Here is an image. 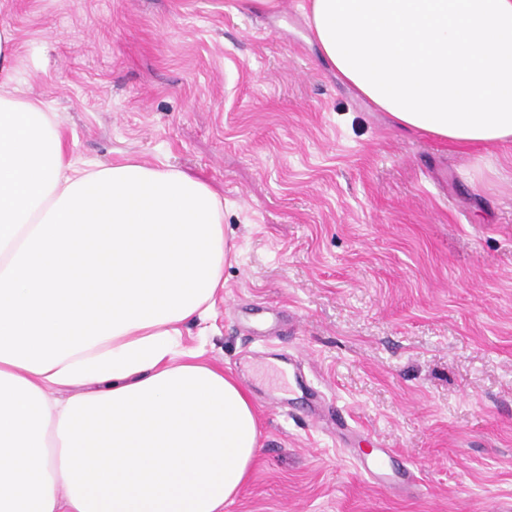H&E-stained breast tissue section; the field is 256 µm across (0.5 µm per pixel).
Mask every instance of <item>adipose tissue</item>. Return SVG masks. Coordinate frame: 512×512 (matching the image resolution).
<instances>
[{"mask_svg":"<svg viewBox=\"0 0 512 512\" xmlns=\"http://www.w3.org/2000/svg\"><path fill=\"white\" fill-rule=\"evenodd\" d=\"M322 60L407 132L512 142V0H309ZM0 28V512H224L259 448L184 345L224 288V201L165 165L78 164Z\"/></svg>","mask_w":512,"mask_h":512,"instance_id":"ef3b65f1","label":"adipose tissue"}]
</instances>
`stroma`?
Here are the masks:
<instances>
[{
    "mask_svg": "<svg viewBox=\"0 0 512 512\" xmlns=\"http://www.w3.org/2000/svg\"><path fill=\"white\" fill-rule=\"evenodd\" d=\"M304 3L0 0V24L77 160H160L224 199V292L184 336L259 414L224 512H503L512 144L399 129L324 63ZM351 448L388 449L415 485L378 486Z\"/></svg>",
    "mask_w": 512,
    "mask_h": 512,
    "instance_id": "obj_1",
    "label": "stroma"
}]
</instances>
